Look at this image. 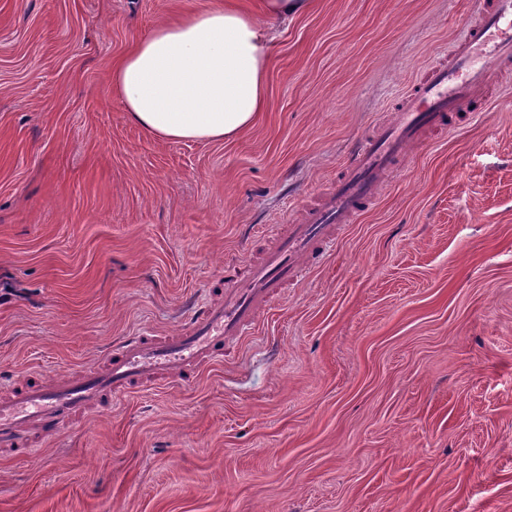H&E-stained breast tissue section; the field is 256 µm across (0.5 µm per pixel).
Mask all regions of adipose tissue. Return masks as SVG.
<instances>
[{
    "instance_id": "obj_1",
    "label": "adipose tissue",
    "mask_w": 512,
    "mask_h": 512,
    "mask_svg": "<svg viewBox=\"0 0 512 512\" xmlns=\"http://www.w3.org/2000/svg\"><path fill=\"white\" fill-rule=\"evenodd\" d=\"M312 0H233L157 25L111 64L112 91L130 120L164 141L228 140L265 103L267 26L307 12Z\"/></svg>"
}]
</instances>
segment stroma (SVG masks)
Here are the masks:
<instances>
[{
	"label": "stroma",
	"mask_w": 512,
	"mask_h": 512,
	"mask_svg": "<svg viewBox=\"0 0 512 512\" xmlns=\"http://www.w3.org/2000/svg\"><path fill=\"white\" fill-rule=\"evenodd\" d=\"M210 0H0V395L185 329L464 39L468 0H316L231 141L131 123L109 63ZM192 384L24 457L0 512H512V72Z\"/></svg>",
	"instance_id": "35a3bbf8"
}]
</instances>
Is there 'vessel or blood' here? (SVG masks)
<instances>
[{
	"label": "vessel or blood",
	"mask_w": 512,
	"mask_h": 512,
	"mask_svg": "<svg viewBox=\"0 0 512 512\" xmlns=\"http://www.w3.org/2000/svg\"><path fill=\"white\" fill-rule=\"evenodd\" d=\"M471 10L465 41L451 62L424 69L391 121L360 140L332 186L302 206L296 223L271 231L260 260L225 267L223 298L199 308L188 329L131 336L113 345L102 364L76 376L20 385L0 399V446L30 450L32 432L60 433L158 375L181 380L201 374L223 363L227 347L255 336L261 313L300 280L306 262L324 257L338 231L376 206L387 174L411 147L488 111L482 89L512 69V0H471Z\"/></svg>",
	"instance_id": "1"
}]
</instances>
